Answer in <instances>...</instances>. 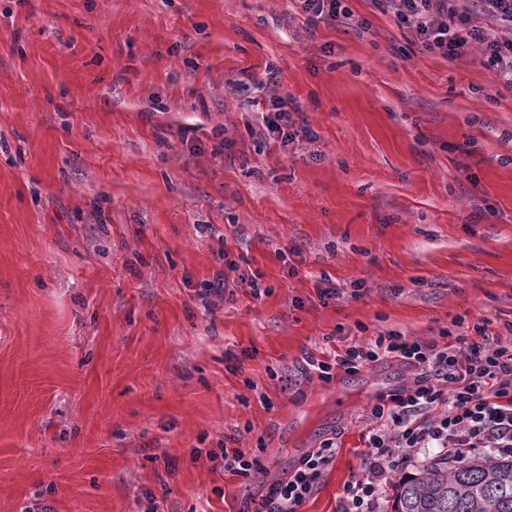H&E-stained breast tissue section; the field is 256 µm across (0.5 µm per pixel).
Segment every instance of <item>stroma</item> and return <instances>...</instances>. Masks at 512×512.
I'll return each mask as SVG.
<instances>
[{
    "label": "stroma",
    "instance_id": "obj_1",
    "mask_svg": "<svg viewBox=\"0 0 512 512\" xmlns=\"http://www.w3.org/2000/svg\"><path fill=\"white\" fill-rule=\"evenodd\" d=\"M340 3L0 0V512H242L331 437L336 512L412 372L302 354L505 335L512 87ZM274 96L314 139L260 137ZM300 2H302V8L306 12L316 17L327 15L332 18H337L340 14H342L343 17L347 15L346 12H341L339 0H300ZM223 450L222 459L224 460V471L248 477L252 473L263 469L259 458L256 455H250L248 451H243L241 448H234L230 455L227 448Z\"/></svg>",
    "mask_w": 512,
    "mask_h": 512
}]
</instances>
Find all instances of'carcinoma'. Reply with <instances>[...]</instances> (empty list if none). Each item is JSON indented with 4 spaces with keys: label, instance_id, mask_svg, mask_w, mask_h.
Listing matches in <instances>:
<instances>
[{
    "label": "carcinoma",
    "instance_id": "obj_1",
    "mask_svg": "<svg viewBox=\"0 0 512 512\" xmlns=\"http://www.w3.org/2000/svg\"><path fill=\"white\" fill-rule=\"evenodd\" d=\"M392 512H512V455L438 458L393 486Z\"/></svg>",
    "mask_w": 512,
    "mask_h": 512
}]
</instances>
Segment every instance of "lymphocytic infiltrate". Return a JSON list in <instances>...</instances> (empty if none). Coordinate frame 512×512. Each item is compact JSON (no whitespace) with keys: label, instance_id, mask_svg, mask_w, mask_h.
<instances>
[{"label":"lymphocytic infiltrate","instance_id":"lymphocytic-infiltrate-1","mask_svg":"<svg viewBox=\"0 0 512 512\" xmlns=\"http://www.w3.org/2000/svg\"><path fill=\"white\" fill-rule=\"evenodd\" d=\"M385 2L401 23L415 28L428 50L457 59L480 46L488 64L512 85V41L476 25L468 8L448 0ZM298 132L312 134L307 126H295L282 98H271L262 115V135L286 145ZM455 325L436 340L392 331L322 359L304 354L298 374L325 383L382 360L404 362L413 371L408 384L378 395L370 407L360 472L345 485L336 512H377L391 476L423 451L452 464L486 452L512 454V322L505 325L504 339L478 324L469 335L462 331L463 320ZM336 448L335 439H325L287 477L269 484L259 508L242 512H299L318 491Z\"/></svg>","mask_w":512,"mask_h":512}]
</instances>
